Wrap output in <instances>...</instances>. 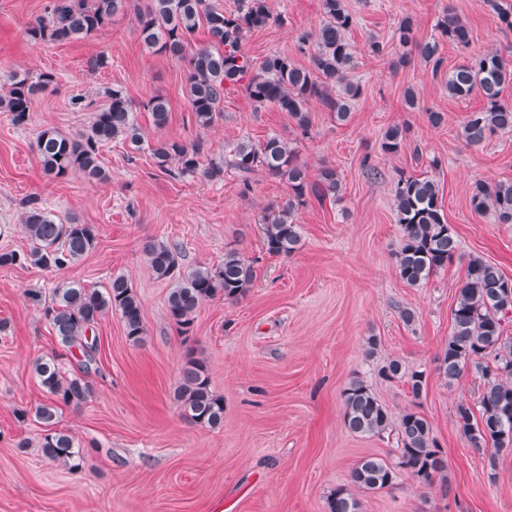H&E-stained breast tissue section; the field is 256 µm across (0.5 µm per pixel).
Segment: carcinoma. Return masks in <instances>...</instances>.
I'll use <instances>...</instances> for the list:
<instances>
[{
    "label": "carcinoma",
    "instance_id": "cac0c4a2",
    "mask_svg": "<svg viewBox=\"0 0 512 512\" xmlns=\"http://www.w3.org/2000/svg\"><path fill=\"white\" fill-rule=\"evenodd\" d=\"M502 27L512 30V4L508 0H488ZM323 19L315 34L299 37L300 50L313 49L316 72L296 66L286 55L271 54L255 64L242 51V44L253 29L277 21L267 0H239L234 11L211 6L208 0H148L144 6L136 0H47L44 14L29 23L27 39L34 43L65 44L86 39L112 23L119 12L132 9L144 45L169 54L183 64L188 103L197 124L210 126L224 111L228 87L243 85L248 96L260 107L272 105L294 121L302 134L310 127L308 107L320 102L343 122L350 114L351 101L361 94V87L347 80L352 63L348 33L354 24L344 0H322ZM207 33L203 45H192L199 29ZM437 36L425 43L413 41V21L405 17L396 28L402 46L412 45L429 66L432 74L442 71L444 59L438 39L446 38L457 46L470 44L466 22L450 8L438 19ZM8 90L0 95V112L10 114L13 125H27L36 96L55 83V75L42 72L36 76L12 72ZM512 83V64L497 51H489L448 73L446 89L453 98H464L479 91L487 106L468 116L462 134L471 146H478L498 132L512 131V106L501 102V94ZM342 86L333 93L334 85ZM108 103L94 113L88 128L73 135L55 129L42 130L36 150L44 173L50 178H64L80 173L88 183L105 179L100 164L101 147L121 139L139 151L145 146L141 128L131 102L122 90L107 91ZM157 128L166 126L170 105L155 96L145 105ZM408 146V128L392 126L382 135L380 147L385 154H397ZM161 170L198 173L207 180L224 176V161L201 163L204 151L199 141L157 140L148 146ZM231 165L243 174L263 169L288 184L289 198L280 214L265 225L266 250L271 255H289L300 242L299 225L294 217L296 205L309 195L322 201L334 198L340 190L336 170L324 167L318 179L308 180L306 168L292 148L273 134L258 145L242 140L232 148ZM471 206L478 213L493 211L498 223L512 224V183H474ZM394 204L397 223L402 230L396 253L401 279L418 286L452 261L458 240L439 205V185L421 175H400L395 187ZM22 227L30 248L26 251H0V266L36 265L62 270L87 253L95 243V230L75 219L62 223L54 219L37 200L27 201ZM144 254L156 278L170 283L166 298L167 313L180 334L189 338L198 306L215 298L236 302L252 287L256 271L253 263L237 249L224 250V259L211 266L188 268L180 262V252L163 242L149 241ZM61 344L77 348L83 360L80 374L62 373L56 357L35 361L34 371L49 394L39 406L36 417L51 425L58 404L80 406L92 392L86 379L95 361L96 341L88 333L105 314H120L127 338L138 343L146 334L141 300L129 278L112 276L102 289L89 288L76 281H59L50 289L43 304ZM512 311V279L481 257L470 258L466 282L458 292L452 309V330L435 370L447 384L458 380L465 370L475 368L483 379L476 408L461 404L456 410V427L468 445L476 450L492 448L512 450V336L504 335V316ZM378 376L387 381L403 380L413 399H420L428 383L423 370H408L397 358L384 362ZM176 401L192 422L216 428L224 422V396L212 387L206 365L187 349L180 370ZM343 420L356 435L391 438L394 461L368 455L352 468L349 485L330 496L329 512H361L360 493H374L392 487L402 473L421 485L446 479L447 460L434 435L431 422L411 408L394 415L376 397L371 387L355 378L343 393ZM46 459L73 470L79 467L71 436L53 432L40 442Z\"/></svg>",
    "mask_w": 512,
    "mask_h": 512
}]
</instances>
